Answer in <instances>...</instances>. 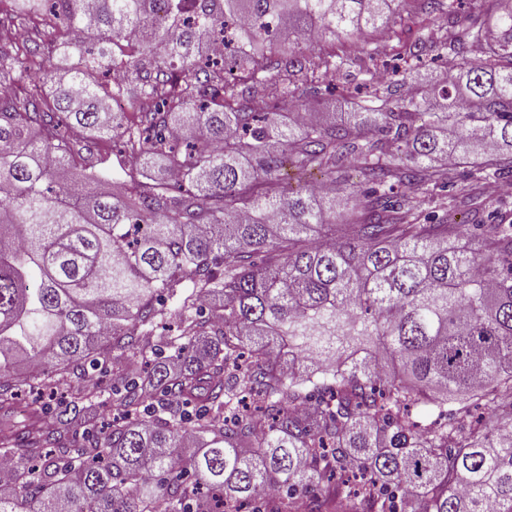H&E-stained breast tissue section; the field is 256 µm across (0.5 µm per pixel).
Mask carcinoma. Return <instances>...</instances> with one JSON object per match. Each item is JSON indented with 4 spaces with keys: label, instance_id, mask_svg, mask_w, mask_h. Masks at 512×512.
<instances>
[{
    "label": "carcinoma",
    "instance_id": "carcinoma-1",
    "mask_svg": "<svg viewBox=\"0 0 512 512\" xmlns=\"http://www.w3.org/2000/svg\"><path fill=\"white\" fill-rule=\"evenodd\" d=\"M154 2L23 0L0 16L45 17L71 60L50 99L33 82L45 43L0 50V87L23 85L0 93V512H293L297 498L307 512H512V224H424L385 192L468 198L458 166L483 181L512 164V0H482L448 38L455 56L484 49L448 78V105L376 89L352 128L311 119L317 99L252 100L291 108L295 73L352 63L402 5L453 16L460 0H210L192 22L196 0L163 18ZM229 16L233 78L199 63ZM273 24L286 62L259 46ZM114 69L138 75L130 123L110 108L128 91ZM116 136L136 160L126 195L98 162ZM157 155L181 183L151 175ZM350 158L372 185L361 198L336 177ZM286 164L321 185L286 190ZM338 216L343 235L321 232ZM171 317L178 335L158 334ZM48 391L67 395L50 420ZM476 402L492 421L467 435L412 417ZM327 473L360 484L322 493Z\"/></svg>",
    "mask_w": 512,
    "mask_h": 512
}]
</instances>
